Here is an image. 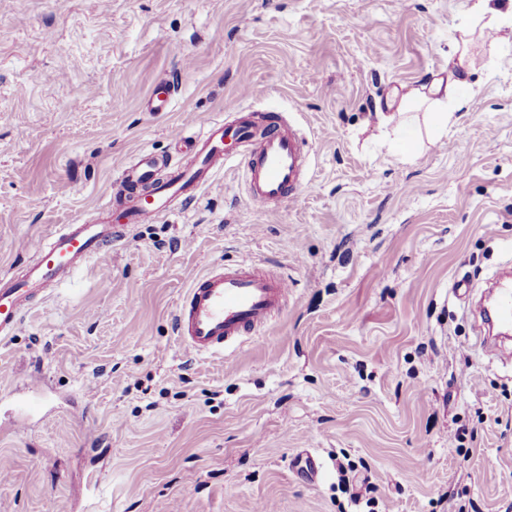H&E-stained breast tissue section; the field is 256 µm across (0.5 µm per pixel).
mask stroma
<instances>
[{
	"label": "stroma",
	"mask_w": 512,
	"mask_h": 512,
	"mask_svg": "<svg viewBox=\"0 0 512 512\" xmlns=\"http://www.w3.org/2000/svg\"><path fill=\"white\" fill-rule=\"evenodd\" d=\"M472 3L0 0V274L95 222L139 153L177 157L241 104L302 129L312 180L269 211L229 167L38 298L0 341V512H512V364L452 291L512 263V37L474 30ZM464 41L485 69L449 67ZM454 73L469 103L446 134H403L408 162L377 145ZM241 262L288 277L287 309L235 354H187L191 279ZM33 376L48 398L21 419ZM324 469L321 459L309 451L303 450L295 459L293 471L299 478L313 482L319 479Z\"/></svg>",
	"instance_id": "35a3bbf8"
}]
</instances>
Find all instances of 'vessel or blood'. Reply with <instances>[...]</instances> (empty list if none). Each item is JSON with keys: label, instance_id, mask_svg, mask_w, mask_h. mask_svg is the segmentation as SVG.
<instances>
[{"label": "vessel or blood", "instance_id": "1", "mask_svg": "<svg viewBox=\"0 0 512 512\" xmlns=\"http://www.w3.org/2000/svg\"><path fill=\"white\" fill-rule=\"evenodd\" d=\"M241 145L243 171L250 199L277 206L304 185L305 140L281 115L237 109L236 120L210 122L186 144L166 176L149 152L122 173L123 187L102 210L95 224H68L52 232L37 263L22 273L0 275V340L13 338L36 296L51 285L67 283L91 261L107 262L112 241L125 235L127 225L153 224L174 205L194 201L202 188L236 158ZM291 293L286 277L263 264L243 263L213 269L195 277L179 301L174 333L187 353L223 355L257 334L277 316ZM496 298L485 320L512 329V274L497 277ZM324 469L321 459L302 451L294 461L299 478L313 482Z\"/></svg>", "mask_w": 512, "mask_h": 512}]
</instances>
